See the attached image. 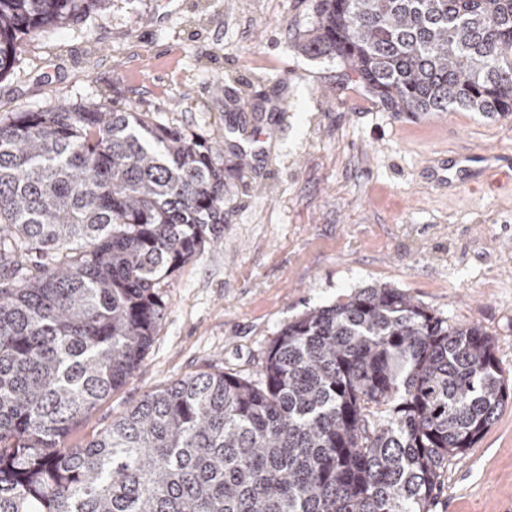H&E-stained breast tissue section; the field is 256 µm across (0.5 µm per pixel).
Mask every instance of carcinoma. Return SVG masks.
Returning a JSON list of instances; mask_svg holds the SVG:
<instances>
[{
  "label": "carcinoma",
  "mask_w": 512,
  "mask_h": 512,
  "mask_svg": "<svg viewBox=\"0 0 512 512\" xmlns=\"http://www.w3.org/2000/svg\"><path fill=\"white\" fill-rule=\"evenodd\" d=\"M104 2L0 0V76ZM305 49L391 112L512 115V0H320ZM223 237L224 162L181 129L102 102L0 119V512H431L512 388L481 328L395 288L64 447L141 366L162 281Z\"/></svg>",
  "instance_id": "carcinoma-1"
}]
</instances>
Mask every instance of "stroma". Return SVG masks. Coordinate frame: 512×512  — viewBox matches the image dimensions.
Segmentation results:
<instances>
[{"label": "stroma", "mask_w": 512, "mask_h": 512, "mask_svg": "<svg viewBox=\"0 0 512 512\" xmlns=\"http://www.w3.org/2000/svg\"><path fill=\"white\" fill-rule=\"evenodd\" d=\"M318 0H107L26 39L0 118L104 101L224 149V240L161 285L139 369L68 436L84 445L148 392L203 372L257 376L306 312L368 287L479 326L512 383V179L439 187L432 158L512 157V117L388 111L304 42ZM432 512H512V399Z\"/></svg>", "instance_id": "stroma-1"}]
</instances>
